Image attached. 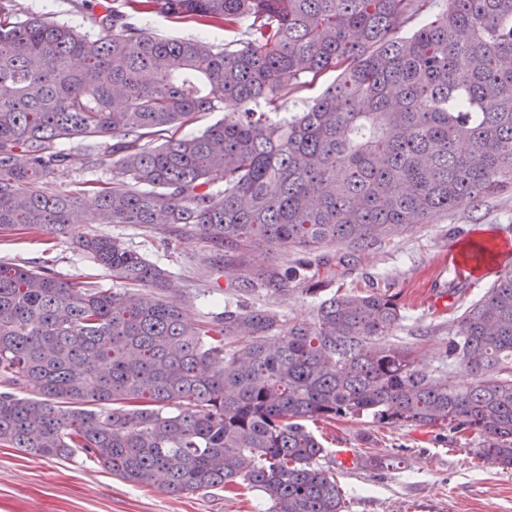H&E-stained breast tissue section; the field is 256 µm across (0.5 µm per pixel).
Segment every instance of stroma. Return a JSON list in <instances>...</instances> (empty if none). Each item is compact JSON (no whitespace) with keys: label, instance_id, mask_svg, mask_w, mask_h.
I'll return each mask as SVG.
<instances>
[{"label":"stroma","instance_id":"1","mask_svg":"<svg viewBox=\"0 0 512 512\" xmlns=\"http://www.w3.org/2000/svg\"><path fill=\"white\" fill-rule=\"evenodd\" d=\"M112 0H12L18 17L41 16L67 23L95 37ZM61 149L71 163L51 175L60 192L93 181L106 185L119 175L110 156L97 168L83 166L82 140H64ZM103 235L119 240L172 273L177 302L192 321H209L225 305L270 308L283 319L312 322L317 297L293 289L267 295L231 287L224 270L211 264V247L194 229L171 241L164 227L141 224H72L61 232L28 230L0 236V263L49 268L64 280H88L108 288L112 276L78 249L80 238ZM490 238L512 240V190L465 203L435 223L358 253L347 271L335 263L313 262L309 274L327 292L358 294L376 289L398 293L404 318L383 339L384 345L411 347L426 372L437 368L438 351L448 339L449 320L480 298L495 279L496 262L476 277L463 278L464 296H447L455 273L448 264L451 246ZM322 442L323 466L336 474L345 492L344 512H512V469L483 461L476 435L451 436L422 427H382L369 418L331 424L309 423ZM391 458L379 468L376 458ZM268 503L256 491L236 496L223 489L170 494L156 486L134 485L112 476L96 462L77 455L69 461L37 459L0 446V512H266Z\"/></svg>","mask_w":512,"mask_h":512}]
</instances>
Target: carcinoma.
Segmentation results:
<instances>
[{
  "label": "carcinoma",
  "instance_id": "cac0c4a2",
  "mask_svg": "<svg viewBox=\"0 0 512 512\" xmlns=\"http://www.w3.org/2000/svg\"><path fill=\"white\" fill-rule=\"evenodd\" d=\"M429 2L125 0L95 39L0 5V233L83 222L86 190L49 186L70 162L63 139L87 142L88 167L106 147L120 175L95 191V223L190 225L215 265L275 295L310 266L272 263L280 250L334 246L347 270L358 252L511 190L512 0H446L432 16ZM152 13L236 37L132 22ZM336 69L306 110L265 111ZM199 112L224 119L166 136ZM78 246L142 292L0 263L1 445L82 453L172 494L242 486L269 512H343L309 420L471 432L512 468V266L448 324L427 374L414 350L379 344L404 319L387 290L337 291L313 323L239 306L196 324L162 298L178 291L169 271L106 236Z\"/></svg>",
  "mask_w": 512,
  "mask_h": 512
}]
</instances>
